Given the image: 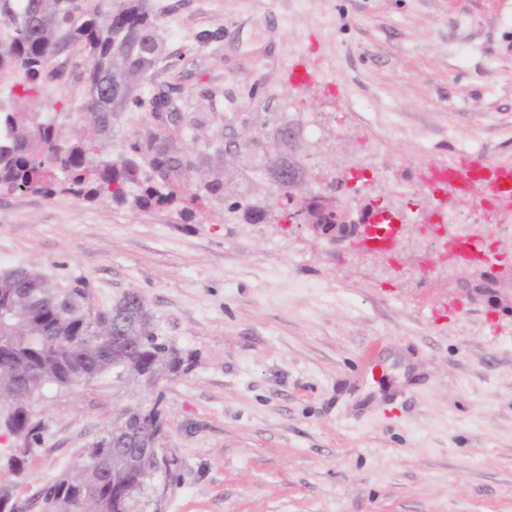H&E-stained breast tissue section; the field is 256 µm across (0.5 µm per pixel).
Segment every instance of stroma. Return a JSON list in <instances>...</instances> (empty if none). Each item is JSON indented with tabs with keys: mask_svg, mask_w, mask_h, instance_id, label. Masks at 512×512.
Returning <instances> with one entry per match:
<instances>
[{
	"mask_svg": "<svg viewBox=\"0 0 512 512\" xmlns=\"http://www.w3.org/2000/svg\"><path fill=\"white\" fill-rule=\"evenodd\" d=\"M153 2L155 82L203 116L183 129L207 159L190 177L223 179V198L187 213L0 194V271L84 279L97 310L140 292L189 368L48 391L42 442L23 476L0 467V487L26 501L126 407L156 401L169 466L132 512H512V309L469 299L447 267L419 275L431 240L415 223L454 202L412 186L475 149L512 172V0ZM81 61L58 58L40 102L81 94ZM320 111L321 137L294 151L277 138ZM243 135L249 151H218ZM288 154L315 175L364 174L340 197L414 224L370 254L228 213L245 194L280 214L252 162Z\"/></svg>",
	"mask_w": 512,
	"mask_h": 512,
	"instance_id": "obj_1",
	"label": "stroma"
}]
</instances>
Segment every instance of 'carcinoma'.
<instances>
[{"label":"carcinoma","instance_id":"carcinoma-1","mask_svg":"<svg viewBox=\"0 0 512 512\" xmlns=\"http://www.w3.org/2000/svg\"><path fill=\"white\" fill-rule=\"evenodd\" d=\"M159 13L150 0H124L117 9L90 6L88 0H0V75H14L16 100L31 104L39 81L60 79L55 60L76 49L86 55L81 71L84 99L78 105L56 101L48 111L14 112L0 108V193L52 196L70 193L86 200H110L147 210L223 198L224 181L190 186L197 164L186 156L175 134H133L124 153L106 157L99 142L112 134L118 117L140 112V121L167 113L173 131L202 119L187 116L159 84L146 98L138 81L151 80L161 54ZM73 116L87 133L64 139L57 115ZM228 210L252 224L266 221L249 198H237ZM88 284L76 279L64 286L23 266L0 272V421L24 440L25 448L5 457L22 473L31 448L41 443L45 424L33 406L43 390L90 386L102 380L138 376L151 383L165 371L179 372L186 359L158 336L144 297L124 294L112 307L94 313L87 306ZM130 338L129 352L103 343L102 330ZM143 424L162 437L159 403L132 410L130 426ZM132 452L103 430L77 455L80 479L63 474L42 485L29 507L36 512H130L133 501L112 492V459Z\"/></svg>","mask_w":512,"mask_h":512}]
</instances>
